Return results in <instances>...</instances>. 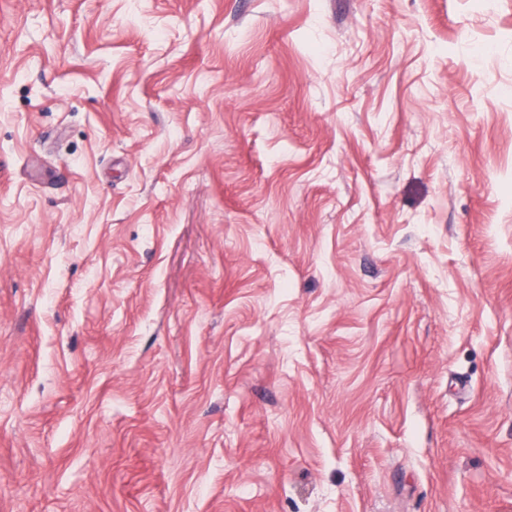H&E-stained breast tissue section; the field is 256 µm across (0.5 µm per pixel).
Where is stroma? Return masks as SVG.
<instances>
[{
    "instance_id": "obj_1",
    "label": "stroma",
    "mask_w": 512,
    "mask_h": 512,
    "mask_svg": "<svg viewBox=\"0 0 512 512\" xmlns=\"http://www.w3.org/2000/svg\"><path fill=\"white\" fill-rule=\"evenodd\" d=\"M0 512H512V0H0Z\"/></svg>"
}]
</instances>
